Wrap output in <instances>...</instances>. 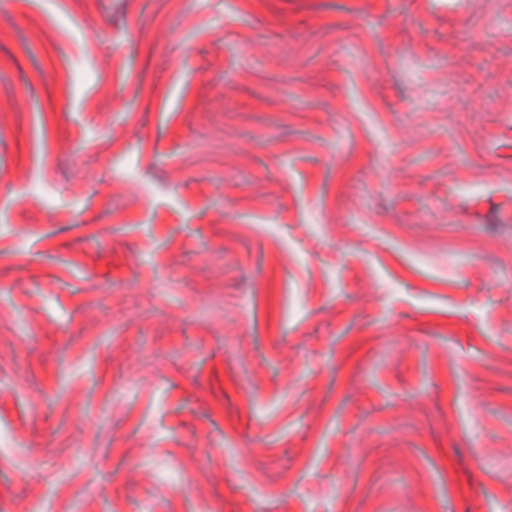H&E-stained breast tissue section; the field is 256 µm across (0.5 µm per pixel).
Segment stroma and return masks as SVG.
Returning <instances> with one entry per match:
<instances>
[{
    "instance_id": "obj_1",
    "label": "stroma",
    "mask_w": 512,
    "mask_h": 512,
    "mask_svg": "<svg viewBox=\"0 0 512 512\" xmlns=\"http://www.w3.org/2000/svg\"><path fill=\"white\" fill-rule=\"evenodd\" d=\"M0 512H512V0H0Z\"/></svg>"
}]
</instances>
